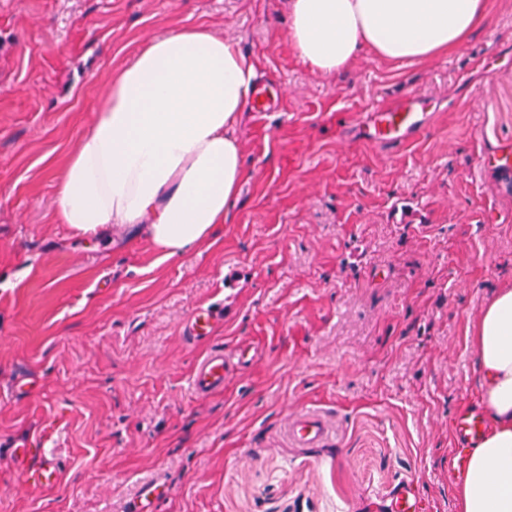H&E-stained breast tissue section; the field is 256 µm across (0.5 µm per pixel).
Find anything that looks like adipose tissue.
<instances>
[{
	"instance_id": "adipose-tissue-1",
	"label": "adipose tissue",
	"mask_w": 512,
	"mask_h": 512,
	"mask_svg": "<svg viewBox=\"0 0 512 512\" xmlns=\"http://www.w3.org/2000/svg\"><path fill=\"white\" fill-rule=\"evenodd\" d=\"M287 38L314 70L335 74L363 52L432 60L486 19V0H288ZM255 60L203 26L151 38L112 71L90 128L64 163L61 223L82 236L141 224L163 259L209 244L246 175L233 130ZM488 428L455 493L459 512H512V288L472 327Z\"/></svg>"
}]
</instances>
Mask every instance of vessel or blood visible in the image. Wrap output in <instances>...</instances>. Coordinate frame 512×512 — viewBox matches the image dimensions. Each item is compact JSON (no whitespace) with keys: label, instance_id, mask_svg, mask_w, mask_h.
Here are the masks:
<instances>
[{"label":"vessel or blood","instance_id":"1","mask_svg":"<svg viewBox=\"0 0 512 512\" xmlns=\"http://www.w3.org/2000/svg\"><path fill=\"white\" fill-rule=\"evenodd\" d=\"M248 106L254 112L273 111L277 102L266 84L255 83L251 89ZM429 121L418 93L406 92L389 105L376 106L365 120L355 124L357 136L375 145H401L416 138ZM218 319L213 308L195 313L186 326L188 337L195 342L208 340ZM252 361L248 353L228 356L223 348L207 352L198 362L191 379L194 392L201 397L223 391L224 383L237 371L247 368ZM484 415L481 408L466 402L459 406L451 419V434L458 465H465L467 452L476 447L484 433ZM288 432L294 441L302 445L320 442L325 435L323 420L315 414H301L290 423ZM13 460L24 484L36 488H52L58 485L62 465L58 457L47 450L34 449L31 440L14 443ZM426 507L417 498L412 487L400 485L394 497L392 512H425Z\"/></svg>","mask_w":512,"mask_h":512}]
</instances>
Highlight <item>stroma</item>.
<instances>
[{
    "label": "stroma",
    "instance_id": "35a3bbf8",
    "mask_svg": "<svg viewBox=\"0 0 512 512\" xmlns=\"http://www.w3.org/2000/svg\"><path fill=\"white\" fill-rule=\"evenodd\" d=\"M429 60L365 54L318 73L285 39L288 0H0V512H390L401 482L457 512L450 418L480 394L471 326L512 286V189L478 158L512 145V0ZM202 25L258 60L275 112L235 127L246 177L211 246L161 260L138 227L74 235L55 210L63 163L111 71L149 37ZM413 141L349 138L407 90ZM254 346L196 396L208 345ZM28 398L9 393L19 375ZM319 415L303 447L290 419ZM64 471L22 483L11 442L47 425ZM217 319L218 312L213 308L207 307L198 311L186 325L188 337L195 342L208 340L214 331ZM288 432L301 445L320 442L325 435L323 420L316 414H300L290 423Z\"/></svg>",
    "mask_w": 512,
    "mask_h": 512
}]
</instances>
